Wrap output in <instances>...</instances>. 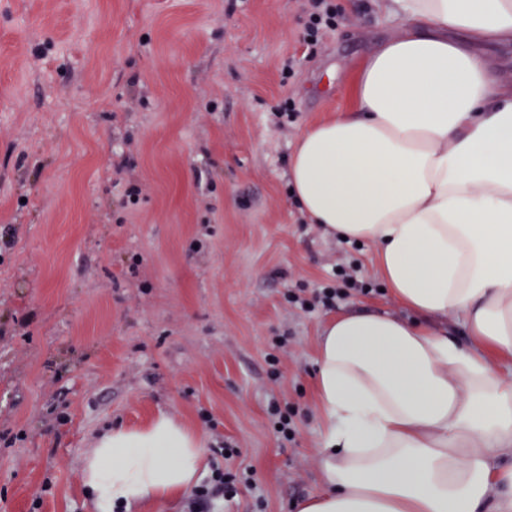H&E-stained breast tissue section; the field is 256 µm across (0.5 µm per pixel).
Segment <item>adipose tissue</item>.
I'll use <instances>...</instances> for the list:
<instances>
[{
    "label": "adipose tissue",
    "mask_w": 512,
    "mask_h": 512,
    "mask_svg": "<svg viewBox=\"0 0 512 512\" xmlns=\"http://www.w3.org/2000/svg\"><path fill=\"white\" fill-rule=\"evenodd\" d=\"M401 31L357 71L353 105L289 161L300 210L377 249L406 316L322 328L315 394L324 490L296 512H512V86L483 44L512 45V0H388ZM463 315L460 345L442 323ZM202 439L167 417L103 434L82 468L96 512L186 493Z\"/></svg>",
    "instance_id": "adipose-tissue-1"
}]
</instances>
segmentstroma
Instances as JSON below:
<instances>
[{
    "label": "stroma",
    "mask_w": 512,
    "mask_h": 512,
    "mask_svg": "<svg viewBox=\"0 0 512 512\" xmlns=\"http://www.w3.org/2000/svg\"><path fill=\"white\" fill-rule=\"evenodd\" d=\"M333 3L311 47L302 0H0V512H92L97 439L161 415L208 463L228 442L251 469L211 512L321 491L320 329L405 313L372 247L290 193L297 140L351 107L357 66L401 25L376 0ZM350 267L366 292L289 303Z\"/></svg>",
    "instance_id": "obj_1"
}]
</instances>
